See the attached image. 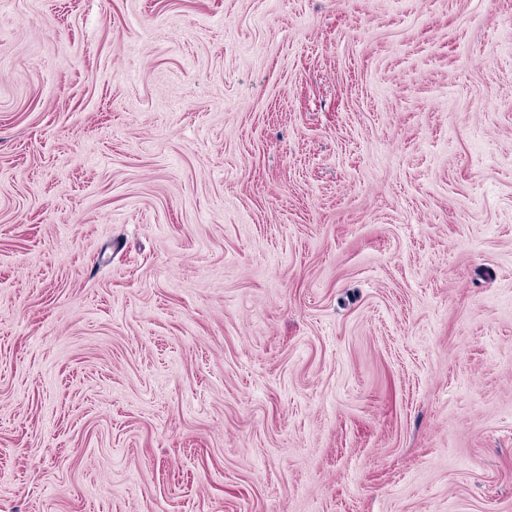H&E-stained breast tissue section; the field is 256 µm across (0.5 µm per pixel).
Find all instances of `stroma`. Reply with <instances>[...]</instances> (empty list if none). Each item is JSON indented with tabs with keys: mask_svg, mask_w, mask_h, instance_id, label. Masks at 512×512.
I'll use <instances>...</instances> for the list:
<instances>
[{
	"mask_svg": "<svg viewBox=\"0 0 512 512\" xmlns=\"http://www.w3.org/2000/svg\"><path fill=\"white\" fill-rule=\"evenodd\" d=\"M0 512H512V0H0Z\"/></svg>",
	"mask_w": 512,
	"mask_h": 512,
	"instance_id": "stroma-1",
	"label": "stroma"
}]
</instances>
